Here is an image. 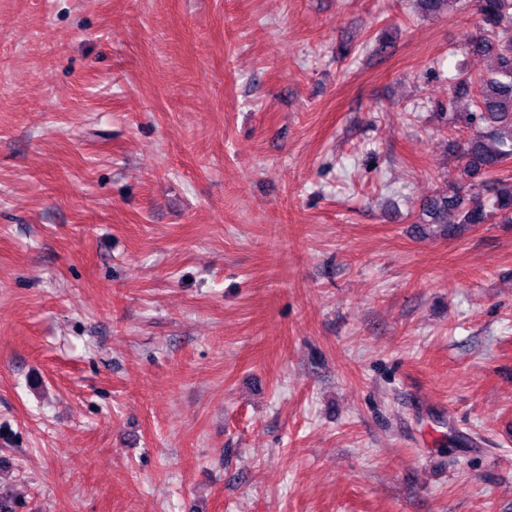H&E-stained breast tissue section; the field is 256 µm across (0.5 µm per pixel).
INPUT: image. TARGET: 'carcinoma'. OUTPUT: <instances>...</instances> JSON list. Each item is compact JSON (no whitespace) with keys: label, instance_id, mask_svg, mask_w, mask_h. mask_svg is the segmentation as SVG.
<instances>
[{"label":"carcinoma","instance_id":"cac0c4a2","mask_svg":"<svg viewBox=\"0 0 512 512\" xmlns=\"http://www.w3.org/2000/svg\"><path fill=\"white\" fill-rule=\"evenodd\" d=\"M483 35L464 48L492 53L496 65L485 75L460 72L456 88L473 91V110L460 112L454 98L439 113L444 128L463 135L459 154L468 185H450L428 199L421 223L449 232L459 224L512 223V178L498 173L512 162V0H479Z\"/></svg>","mask_w":512,"mask_h":512}]
</instances>
